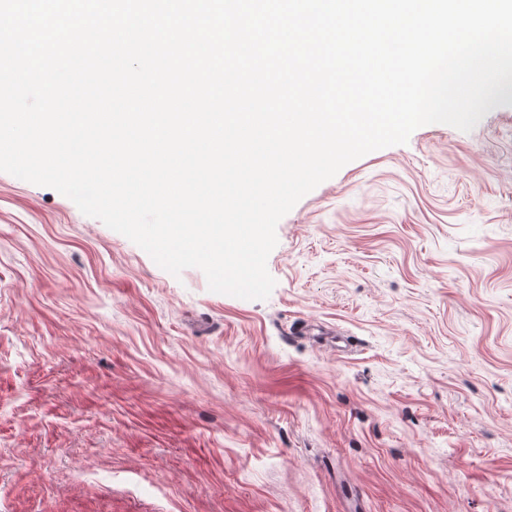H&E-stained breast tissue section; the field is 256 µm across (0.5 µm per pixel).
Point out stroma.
<instances>
[{
	"label": "stroma",
	"mask_w": 512,
	"mask_h": 512,
	"mask_svg": "<svg viewBox=\"0 0 512 512\" xmlns=\"http://www.w3.org/2000/svg\"><path fill=\"white\" fill-rule=\"evenodd\" d=\"M277 237L240 299L0 172V512H512V89Z\"/></svg>",
	"instance_id": "obj_1"
}]
</instances>
